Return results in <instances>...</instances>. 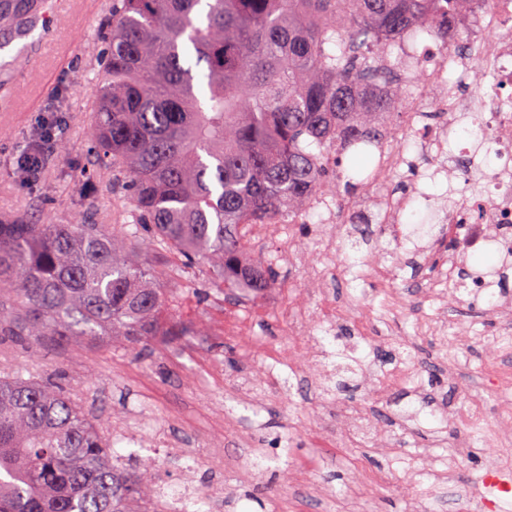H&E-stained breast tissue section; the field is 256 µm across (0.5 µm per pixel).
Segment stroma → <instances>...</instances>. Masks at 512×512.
<instances>
[{
	"label": "stroma",
	"mask_w": 512,
	"mask_h": 512,
	"mask_svg": "<svg viewBox=\"0 0 512 512\" xmlns=\"http://www.w3.org/2000/svg\"><path fill=\"white\" fill-rule=\"evenodd\" d=\"M82 13L74 0L36 5L39 48L0 76V219L31 224L84 221L131 233L167 300L164 335L131 349L121 342L76 340L0 343V375L39 381L64 376L73 400L93 418L112 454L124 464L151 455L168 494H205L203 512H483L478 495L486 438L500 397L490 386L496 366L485 355L500 341L512 360V335L466 297L434 298L426 243L392 239L365 210L371 190L359 192L362 213L336 198L342 233L335 253L316 236L309 215L281 225L307 256L303 267L277 264L279 279L260 299L238 298L208 265L183 266L136 223L120 178L94 168L90 129L106 50L105 21L112 0ZM61 135L45 152L37 174L18 158L37 144L45 125ZM426 186L445 206L467 184L461 171L435 173L416 159L406 177L393 179L396 196ZM291 290L321 343L316 367H288L280 356L295 347L276 295ZM396 307H388L390 295ZM241 322L240 336H223L225 319ZM446 320L441 332L424 321ZM470 338L456 380L442 369L456 331ZM347 350L370 374L337 371L336 351ZM405 364L413 381L384 391L378 379ZM479 403L478 426H460L442 413L460 402ZM370 421L352 435L346 414ZM474 435L471 457L453 464L454 448ZM454 469L453 480L444 477Z\"/></svg>",
	"instance_id": "stroma-1"
}]
</instances>
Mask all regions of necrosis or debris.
<instances>
[{
	"mask_svg": "<svg viewBox=\"0 0 512 512\" xmlns=\"http://www.w3.org/2000/svg\"><path fill=\"white\" fill-rule=\"evenodd\" d=\"M454 25L472 32L466 50L410 43L399 50L423 75L409 104L405 130L394 131L378 152L371 181L381 190L374 208L381 223L402 236L401 220L410 201L384 191L383 186L413 167L409 144L438 161L466 159L476 190L465 191L451 209L436 211L434 224L414 225L412 232L436 247L440 241L435 224L459 226V247L444 253V266L436 271L440 277L462 258L498 255L500 267L473 271L466 290L483 298L495 296L492 310L508 328L512 326V279L505 273L512 270V236L505 229L512 226V0L474 8L456 17ZM430 109L447 113V124H422L421 113ZM487 355L499 364L496 387L501 396L492 440L500 446L512 444V365L504 363L501 346L489 348Z\"/></svg>",
	"mask_w": 512,
	"mask_h": 512,
	"instance_id": "necrosis-or-debris-1",
	"label": "necrosis or debris"
}]
</instances>
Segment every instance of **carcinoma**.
Wrapping results in <instances>:
<instances>
[{"instance_id":"obj_1","label":"carcinoma","mask_w":512,"mask_h":512,"mask_svg":"<svg viewBox=\"0 0 512 512\" xmlns=\"http://www.w3.org/2000/svg\"><path fill=\"white\" fill-rule=\"evenodd\" d=\"M473 0H112L92 110L99 167L128 178L136 223L183 264L218 268L247 300L276 281L239 267L252 224L294 223L335 188L344 158L371 169L413 77L395 43ZM166 300L125 238L98 224L0 220V341L105 337L137 348ZM150 458L119 469L53 380L0 376V512H167Z\"/></svg>"}]
</instances>
